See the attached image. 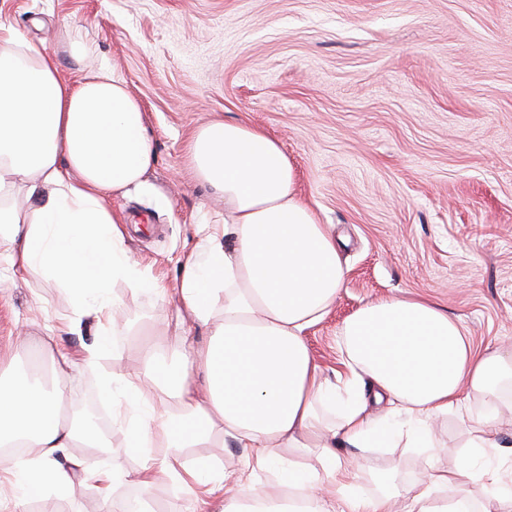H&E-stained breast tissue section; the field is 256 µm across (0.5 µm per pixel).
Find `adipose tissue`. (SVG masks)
<instances>
[{"label": "adipose tissue", "mask_w": 512, "mask_h": 512, "mask_svg": "<svg viewBox=\"0 0 512 512\" xmlns=\"http://www.w3.org/2000/svg\"><path fill=\"white\" fill-rule=\"evenodd\" d=\"M185 157L195 180L223 200L224 219L195 224L196 243L169 284L138 268L110 207L156 161L142 104L105 68L70 83L57 56L0 24V256L15 276L42 278L71 303L59 332L41 342L44 370L26 373L16 357H0V476L10 488L0 512H29L46 494H73L89 481L101 490L102 512H126L112 497L111 471L60 460L77 443L102 445L63 412L73 402L66 380L97 366L103 344L76 353L62 337L81 335L88 320L116 328L119 284L176 301L193 323L177 336V363L147 347L150 378H102L104 397L121 384L142 411L129 433L144 456L133 476L142 493L175 481L190 496L222 500L223 512H512V470L473 464L499 452L512 401L498 386L512 381V348L473 349L462 324L431 301L383 297L344 320L343 370L328 379L306 333L332 310L346 270L281 145L218 117L192 132ZM451 414L464 460L428 467L419 489L355 493L360 471L388 474L379 449L436 455L434 430ZM215 431L245 455L207 481L203 467L183 465L181 451ZM345 444L360 456L341 457ZM16 447L28 456L13 455ZM287 452L288 479L269 496L251 476Z\"/></svg>", "instance_id": "obj_1"}]
</instances>
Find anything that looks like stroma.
Listing matches in <instances>:
<instances>
[{
    "instance_id": "35a3bbf8",
    "label": "stroma",
    "mask_w": 512,
    "mask_h": 512,
    "mask_svg": "<svg viewBox=\"0 0 512 512\" xmlns=\"http://www.w3.org/2000/svg\"><path fill=\"white\" fill-rule=\"evenodd\" d=\"M0 22L58 55L69 81L116 67L148 112L156 163L111 206L150 276L174 281L194 224L224 210L184 159L192 131L219 115L280 142L299 193L342 240L345 285L307 334L325 375L342 368L343 321L388 295L437 303L475 347L512 344V0H0ZM67 38L83 63L62 53ZM10 277L0 257V349L25 333L32 360L69 301ZM148 341L176 338L125 337L70 387L98 402L100 369L134 371ZM112 412L114 494L136 498L139 412L119 389ZM381 454L408 488L426 464L418 448Z\"/></svg>"
}]
</instances>
